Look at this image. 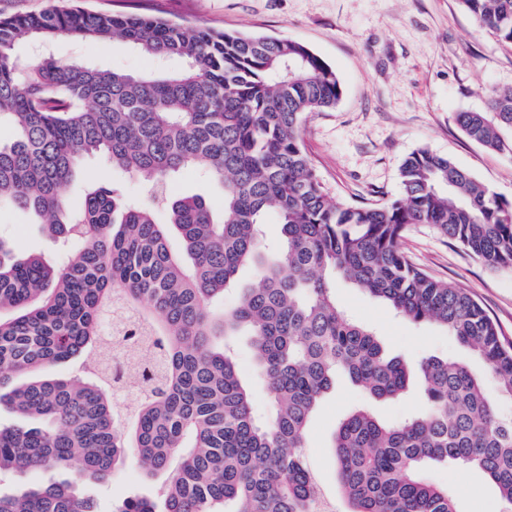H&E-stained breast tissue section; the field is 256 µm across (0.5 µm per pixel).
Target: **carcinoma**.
<instances>
[{
  "label": "carcinoma",
  "instance_id": "1",
  "mask_svg": "<svg viewBox=\"0 0 512 512\" xmlns=\"http://www.w3.org/2000/svg\"><path fill=\"white\" fill-rule=\"evenodd\" d=\"M459 2L512 46V0ZM34 38L112 40L182 67L129 73L17 54ZM340 98L335 71L288 39L57 6L0 19V118L13 125L0 141V204L78 243L58 268L0 240V404L20 420L0 424V475L72 472L0 492V512H98L85 484L108 481L129 456L169 477L157 499H127L117 512H317L305 448L336 375L375 402L405 393L411 375L374 329L338 308L340 279L414 324L438 325L485 364L477 374L427 357L422 409L389 423L363 408L339 424L331 448L349 512H461L426 476L448 464L482 472L512 512V414L502 411L512 401V341L467 290L429 276L400 248L411 225L425 224L487 268L512 270V200L422 147L401 166L399 198L332 202L303 131ZM456 121L471 141L512 153V88L490 90L487 111ZM95 154L146 177L167 222L94 181L72 206L65 189ZM187 170L219 185L221 210L200 194L168 196ZM270 214L281 224L274 249L263 232ZM172 228L181 254L169 247ZM245 267L256 283H239ZM230 290L235 306L216 309ZM118 303L137 313L156 352L125 415L105 376L42 374L87 353L97 359L104 316ZM241 336L274 401L268 420L238 372Z\"/></svg>",
  "mask_w": 512,
  "mask_h": 512
}]
</instances>
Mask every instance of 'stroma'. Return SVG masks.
<instances>
[{
  "label": "stroma",
  "mask_w": 512,
  "mask_h": 512,
  "mask_svg": "<svg viewBox=\"0 0 512 512\" xmlns=\"http://www.w3.org/2000/svg\"><path fill=\"white\" fill-rule=\"evenodd\" d=\"M133 12L186 24H204L229 33L297 41L321 57L342 87L333 111L312 114L305 125L306 150L332 200L380 203L400 196L404 159L425 146L448 156L492 192L512 200V154L488 150L466 137L456 113L484 111V91L512 88V46L478 29L459 0H0V18L39 13L51 6ZM61 60L80 58L104 69L127 72L174 70L175 59L148 57L117 44L68 39L57 43ZM110 181L124 198L149 203L142 180L103 157L81 159L66 194L80 204L88 179ZM0 239L19 256H41L50 265L66 263L68 246L49 235L28 213L0 209ZM406 257L430 276L468 290L512 340V270H491L461 245L426 225L412 227L401 241ZM345 314L371 326L388 353L419 363L436 355L483 365L454 337L433 324L416 326L347 282L336 284ZM422 394L410 387L399 399L369 403L346 380L323 399L309 430L307 462L336 512H347L330 444L338 424L353 411L372 406L383 420L397 421L418 408ZM430 479L448 487L462 512H500L497 492L481 473L450 466ZM164 475L148 476L127 461L110 481L87 484L100 512H114L126 498L155 496Z\"/></svg>",
  "instance_id": "obj_1"
}]
</instances>
